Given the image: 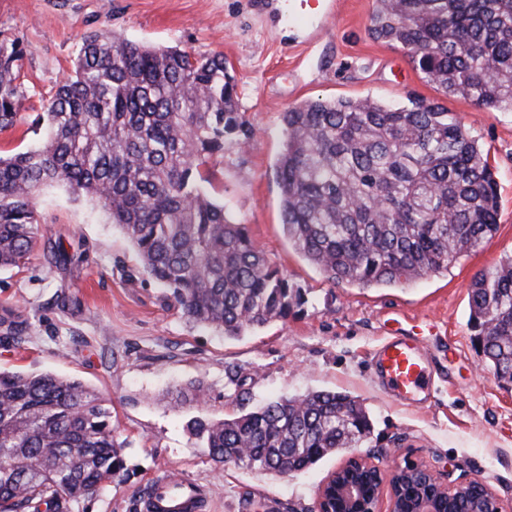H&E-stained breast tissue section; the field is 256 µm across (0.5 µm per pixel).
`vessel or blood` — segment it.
Listing matches in <instances>:
<instances>
[{"label": "vessel or blood", "instance_id": "1", "mask_svg": "<svg viewBox=\"0 0 512 512\" xmlns=\"http://www.w3.org/2000/svg\"><path fill=\"white\" fill-rule=\"evenodd\" d=\"M384 390L404 405L427 402L431 395V361L424 344L406 329L389 336L372 357ZM210 496L192 483L176 485L154 479L139 504L140 512H209Z\"/></svg>", "mask_w": 512, "mask_h": 512}]
</instances>
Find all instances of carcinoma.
<instances>
[{"mask_svg":"<svg viewBox=\"0 0 512 512\" xmlns=\"http://www.w3.org/2000/svg\"><path fill=\"white\" fill-rule=\"evenodd\" d=\"M370 35L415 57L426 80L482 109L512 112V0H376ZM22 47L0 39V128L26 91ZM224 56H195L86 34L72 74L46 104V140L0 157V268L30 254L41 187L60 183L110 213L184 317L236 339L286 318L300 294L206 184L224 140L249 137ZM277 161L288 241L333 284L413 282L478 249L498 228L488 155L453 113L415 101L316 99L282 113ZM470 327L485 367L512 383V256L469 285ZM197 413L187 431L222 465L277 477L362 448L372 432L345 393L290 396L224 419ZM105 401L78 379L0 369V512H70L127 476ZM409 512L431 486L395 476Z\"/></svg>","mask_w":512,"mask_h":512,"instance_id":"obj_1","label":"carcinoma"}]
</instances>
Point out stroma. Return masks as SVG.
I'll return each instance as SVG.
<instances>
[{"label":"stroma","instance_id":"obj_1","mask_svg":"<svg viewBox=\"0 0 512 512\" xmlns=\"http://www.w3.org/2000/svg\"><path fill=\"white\" fill-rule=\"evenodd\" d=\"M337 2L333 14L328 0H0V39L21 43L19 80L27 90L19 120L0 130L5 156L42 145L44 103L72 73L88 32L197 56L223 54L251 136L225 141L210 191L303 299L288 318L238 340L195 327L164 288L143 276L137 253L98 201L61 184L42 188L32 252L24 265L0 270V317L28 322L21 343L0 345V368L74 377L100 392L129 466L127 480L81 499L71 512H138L150 480L174 475L206 486L212 512H315L321 486L351 456L387 471L417 460L451 478L480 481L512 503V383L483 368L468 296L475 274L512 255V112L445 96L407 49L370 36L374 0ZM290 5L310 14L312 24H285ZM316 98H370L394 107L422 99L447 107L489 153L500 204L495 236L409 285L329 283L288 241L276 174L283 112ZM59 245L80 261L55 263ZM397 316L409 326L434 323L428 344L436 393L423 406L399 404L371 374L370 355ZM231 366L235 384L225 374ZM193 382L206 389L214 418L281 396L346 392L366 405L371 439L285 479L220 467L185 428L195 407L169 404L172 392Z\"/></svg>","mask_w":512,"mask_h":512}]
</instances>
